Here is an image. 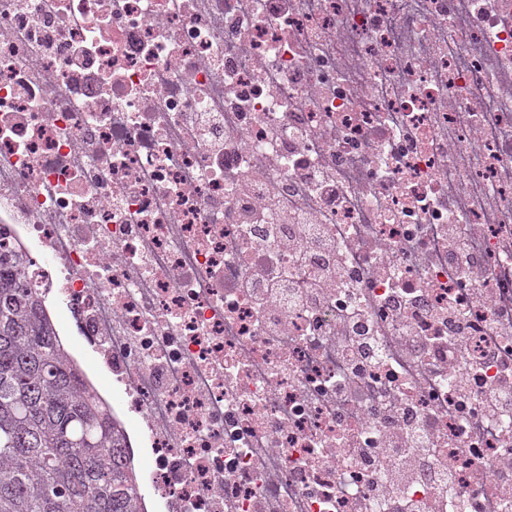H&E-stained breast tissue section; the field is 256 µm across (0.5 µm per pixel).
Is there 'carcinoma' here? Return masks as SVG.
Wrapping results in <instances>:
<instances>
[{"instance_id": "obj_1", "label": "carcinoma", "mask_w": 512, "mask_h": 512, "mask_svg": "<svg viewBox=\"0 0 512 512\" xmlns=\"http://www.w3.org/2000/svg\"><path fill=\"white\" fill-rule=\"evenodd\" d=\"M26 256L0 242V512H136L123 429L56 336Z\"/></svg>"}]
</instances>
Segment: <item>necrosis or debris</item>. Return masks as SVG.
I'll list each match as a JSON object with an SVG mask.
<instances>
[{"label": "necrosis or debris", "mask_w": 512, "mask_h": 512, "mask_svg": "<svg viewBox=\"0 0 512 512\" xmlns=\"http://www.w3.org/2000/svg\"><path fill=\"white\" fill-rule=\"evenodd\" d=\"M0 230L141 512H512V0H0Z\"/></svg>", "instance_id": "obj_1"}]
</instances>
